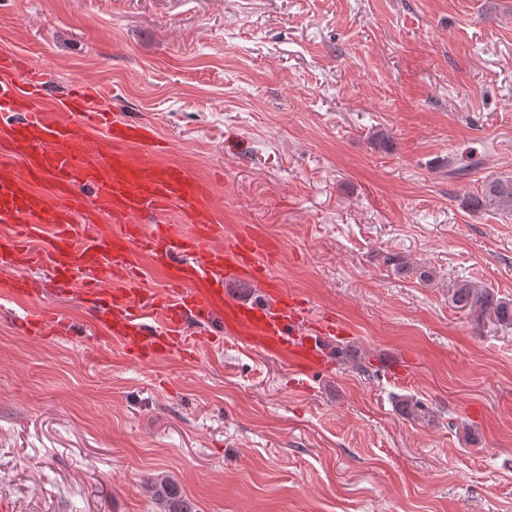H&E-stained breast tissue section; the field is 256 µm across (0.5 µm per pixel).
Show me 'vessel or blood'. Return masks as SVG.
Listing matches in <instances>:
<instances>
[{
  "instance_id": "obj_1",
  "label": "vessel or blood",
  "mask_w": 512,
  "mask_h": 512,
  "mask_svg": "<svg viewBox=\"0 0 512 512\" xmlns=\"http://www.w3.org/2000/svg\"><path fill=\"white\" fill-rule=\"evenodd\" d=\"M55 81L26 53L0 51V224L9 227L0 235V291L34 298L12 275L19 267L49 271L60 295L81 285L112 340L142 362L195 357L204 340L198 324L216 322L294 372L329 368L322 345L341 328L334 317H310L304 300L270 279L276 248L261 228L245 224L226 236L212 183L167 160L154 125L101 111L97 87L47 104ZM102 216L111 230L88 233ZM142 255L165 271L164 289L142 287ZM241 281L260 288V298L232 294ZM58 322L34 312L25 327L53 339Z\"/></svg>"
}]
</instances>
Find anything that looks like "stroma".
Returning a JSON list of instances; mask_svg holds the SVG:
<instances>
[{
    "instance_id": "obj_1",
    "label": "stroma",
    "mask_w": 512,
    "mask_h": 512,
    "mask_svg": "<svg viewBox=\"0 0 512 512\" xmlns=\"http://www.w3.org/2000/svg\"><path fill=\"white\" fill-rule=\"evenodd\" d=\"M1 49L153 122L346 332L306 379L224 336L143 364L30 271L42 300L0 296V512H160L150 478L197 512H512V326L452 300L512 302V211L468 207L512 178V0H0ZM452 300L460 307H468L493 317L504 325H512V303L495 298L494 294L483 288L473 287L467 281L457 284ZM59 318L44 312H34L27 315L25 327L31 336L40 339H53L59 336Z\"/></svg>"
}]
</instances>
